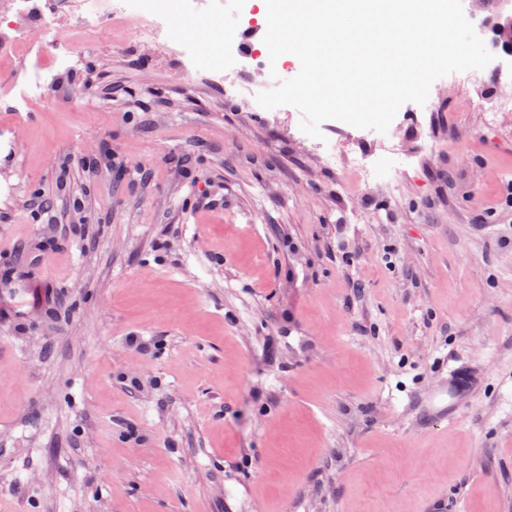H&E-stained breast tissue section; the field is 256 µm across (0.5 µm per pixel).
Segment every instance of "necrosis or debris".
<instances>
[{
	"label": "necrosis or debris",
	"mask_w": 512,
	"mask_h": 512,
	"mask_svg": "<svg viewBox=\"0 0 512 512\" xmlns=\"http://www.w3.org/2000/svg\"><path fill=\"white\" fill-rule=\"evenodd\" d=\"M209 0H139L130 6L129 0H55L46 6L43 0H0V58L9 59L19 46L39 52V62L22 75L26 98H45L55 84L59 71L78 70L82 54L72 44V29L82 31L86 41H94L105 22L131 23L139 49L160 43L170 46L175 60L201 67L214 78L223 81L226 95L236 98L246 109L258 111L251 83L238 72H225L201 58L188 41H173V28L180 19L204 14ZM326 140L315 142L313 151L320 163L337 172L352 170L362 186H371L373 176L368 154L348 157L337 141L344 130L339 121H326Z\"/></svg>",
	"instance_id": "1"
}]
</instances>
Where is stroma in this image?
<instances>
[{"instance_id": "obj_1", "label": "stroma", "mask_w": 512, "mask_h": 512, "mask_svg": "<svg viewBox=\"0 0 512 512\" xmlns=\"http://www.w3.org/2000/svg\"><path fill=\"white\" fill-rule=\"evenodd\" d=\"M82 52L0 71V512H512V81L437 79L442 150L366 190L168 48Z\"/></svg>"}]
</instances>
